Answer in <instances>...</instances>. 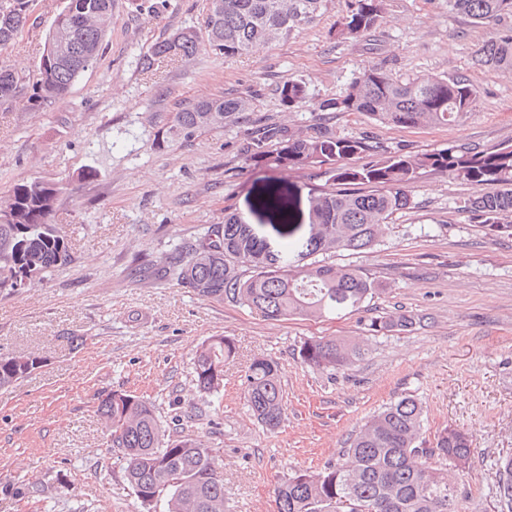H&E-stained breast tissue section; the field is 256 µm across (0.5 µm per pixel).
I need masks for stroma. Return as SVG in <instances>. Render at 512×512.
Masks as SVG:
<instances>
[{
	"instance_id": "obj_1",
	"label": "stroma",
	"mask_w": 512,
	"mask_h": 512,
	"mask_svg": "<svg viewBox=\"0 0 512 512\" xmlns=\"http://www.w3.org/2000/svg\"><path fill=\"white\" fill-rule=\"evenodd\" d=\"M114 0L112 31L97 63L66 97L33 112L28 91L0 106V197L40 179L60 189L53 224L72 261L15 293L0 292V356L36 351L41 367L0 388V512H141L110 446L98 406L112 391L151 401L159 419L206 440L224 472L225 512H275L274 488L297 470L338 459L348 437L383 405L404 395L422 401L428 432L452 425L473 436L471 467L457 474L462 512H499L500 458L512 455V237L486 235L464 211L475 189L442 171L423 172L411 208L394 214L376 252L345 255L384 289L356 312L309 320L264 319L249 309L201 299L175 280L140 271L181 240L238 212L259 235L277 240L261 195H293L307 224L308 193L326 178L310 170L258 168L241 148L258 122L305 130L320 102L342 95L353 74L378 63L393 74L462 76L477 103L462 123L398 129L360 114L331 122L337 135L366 134L390 152L425 153L465 144L512 142V75L478 69L487 39L448 0H384L386 23L354 39L334 35L344 0L289 39L227 58L201 48L145 69L151 46L185 28L201 29L209 0ZM62 0H35V22L0 52V66L36 78L45 37ZM297 79L307 99L289 110L277 87ZM247 96L237 124L189 142L159 131L178 103ZM95 168L87 181L78 174ZM421 316L412 329L373 334L375 317L395 309ZM225 336L236 354L224 365L219 411L192 381L194 352ZM311 336L346 337L362 361L336 371L302 365ZM279 364L286 418L270 431L244 399L251 360ZM38 486L33 501L18 487Z\"/></svg>"
}]
</instances>
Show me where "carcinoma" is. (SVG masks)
Masks as SVG:
<instances>
[{
    "instance_id": "cac0c4a2",
    "label": "carcinoma",
    "mask_w": 512,
    "mask_h": 512,
    "mask_svg": "<svg viewBox=\"0 0 512 512\" xmlns=\"http://www.w3.org/2000/svg\"><path fill=\"white\" fill-rule=\"evenodd\" d=\"M34 0H0V50L7 48L30 23ZM332 0H216L204 34L178 32L146 57L149 67L172 55L192 57L206 44L226 58L251 53L287 38L321 16ZM338 21L341 39L369 35L385 22L383 0H345ZM452 10L475 24L489 25L512 17V0H448ZM112 19V0H63L55 23L76 35L74 58L60 69L42 55L30 109L61 101L77 79L97 63ZM475 65L512 73V29L497 30L475 51ZM24 73L0 66V104L12 102L24 85ZM290 109L305 102L306 86L288 80L279 87ZM476 93L463 77L418 75L397 78L373 64L352 77L345 92L320 103L322 122L303 132L282 124L256 127L243 151L246 161L267 168L318 170L343 189H310L308 234L269 249L239 213L224 209V223L210 225L193 240L177 244L165 257L164 274L201 299L247 307L269 320L290 316L320 319L337 310L356 311L381 290V283L359 268L331 261L338 252H372L383 242L392 215L411 207L412 189L421 172L444 171L479 192L465 202L477 223L491 236L512 237V143L486 151L448 147L430 153L387 154L362 135L339 136L327 119L359 113L398 128H431L459 123L471 114ZM248 110L242 96L205 97L177 104L163 134L189 142L200 134L236 123ZM372 160L354 167L349 160ZM497 186L486 193L483 187ZM56 191L35 181L15 184L0 205L16 211L0 222V290H16L18 282L41 279L71 261V245L51 223ZM266 205L291 218L290 200L272 195ZM421 318L398 310L371 321L374 333L403 331ZM235 354L227 337L213 336L195 351L193 373L205 403L224 388V362ZM297 355L320 370L353 366L364 355L359 344L329 336L301 341ZM35 352L0 356V387L14 384L40 367ZM244 397L253 416L269 430L279 428L286 404L272 358L252 360L245 375ZM98 412L125 461L124 478L141 504L150 509L165 502V512H224V476L207 442L198 435L170 434L154 406L144 398L116 390ZM424 406L412 395L387 404L348 440L342 457L317 472L297 471L274 489L276 512H461L458 487L444 465L465 471L471 459L468 432L445 426L428 444L420 441ZM500 507L512 512V457L498 468Z\"/></svg>"
}]
</instances>
